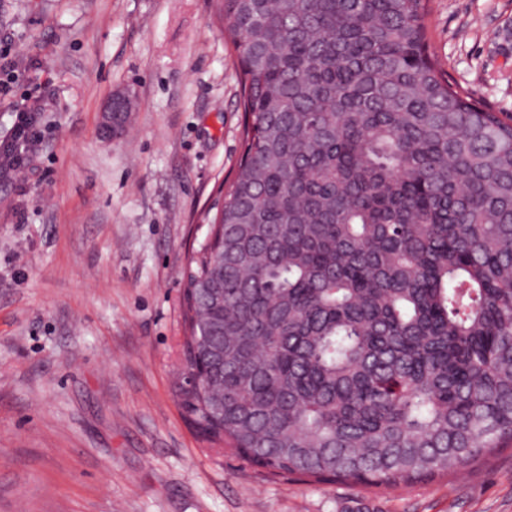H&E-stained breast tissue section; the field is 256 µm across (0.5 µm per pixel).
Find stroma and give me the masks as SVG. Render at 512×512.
I'll return each mask as SVG.
<instances>
[{
    "label": "stroma",
    "instance_id": "1",
    "mask_svg": "<svg viewBox=\"0 0 512 512\" xmlns=\"http://www.w3.org/2000/svg\"><path fill=\"white\" fill-rule=\"evenodd\" d=\"M450 82L512 117V0H429ZM44 142L0 175V512H512V448L393 490L270 480L209 452L177 396L190 244L241 154L215 0H0ZM135 100L101 136L114 92Z\"/></svg>",
    "mask_w": 512,
    "mask_h": 512
}]
</instances>
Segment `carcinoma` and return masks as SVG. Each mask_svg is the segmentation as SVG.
Segmentation results:
<instances>
[{
  "label": "carcinoma",
  "instance_id": "obj_1",
  "mask_svg": "<svg viewBox=\"0 0 512 512\" xmlns=\"http://www.w3.org/2000/svg\"><path fill=\"white\" fill-rule=\"evenodd\" d=\"M243 151L183 292L181 405L270 479L397 488L512 445V121L427 0H218Z\"/></svg>",
  "mask_w": 512,
  "mask_h": 512
}]
</instances>
